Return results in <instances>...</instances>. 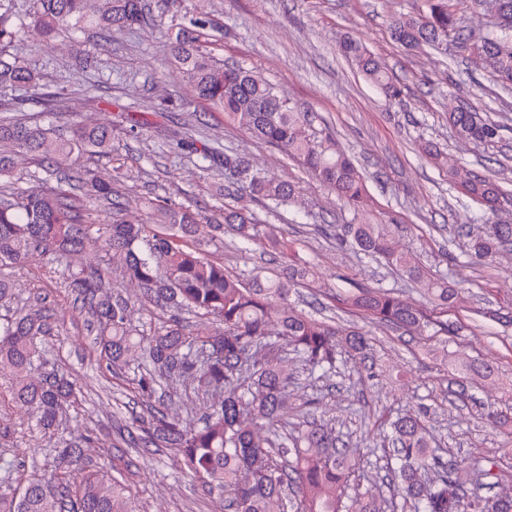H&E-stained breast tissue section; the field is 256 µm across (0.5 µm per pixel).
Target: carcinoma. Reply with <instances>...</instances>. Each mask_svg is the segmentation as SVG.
I'll return each instance as SVG.
<instances>
[{"mask_svg":"<svg viewBox=\"0 0 512 512\" xmlns=\"http://www.w3.org/2000/svg\"><path fill=\"white\" fill-rule=\"evenodd\" d=\"M12 0H0V89L35 87L39 76L10 48L24 44L32 53L54 42L72 43L88 26L108 31L157 26L147 0H33L24 18L14 19ZM415 15L393 16L392 37L408 48L453 43L467 60L512 88V0H469L488 19L489 30L472 40L465 18L451 0H424ZM341 52L387 99L403 87L364 43L341 42ZM172 61L198 98L224 112L227 123L258 142L278 149L334 193L353 213L336 226V239L422 285L431 307L417 305L383 288H358L345 294L326 286L296 243L272 236L258 214L224 204V223L213 224L188 206L168 198L148 202L133 215L115 201L117 182L80 165L86 153L112 150V125L72 122L64 129L0 118V266H21L37 253L64 264L66 286L75 295L86 324L100 346L106 368L133 373L134 391L152 397L160 386L167 395L134 417L142 435L130 447L173 448L189 473L224 493L225 512H383L377 482L356 476L361 458L335 426L317 415L320 397L304 401L302 420L290 390L336 374L346 357H368L370 336L347 330L298 309L290 299L298 287L332 296L344 312L411 336L448 335L440 320L456 307L465 283L435 276L397 248L394 225L374 221L364 209L365 177L334 142L306 132L307 115L256 72L214 62L193 32L182 29L172 46ZM448 123L465 139L494 141L499 126L470 106L448 113ZM30 154L45 163L55 180L37 184L15 178V157ZM231 178L224 198L250 197L265 207L295 200L292 183L273 179L249 158L224 154ZM463 193L496 210L502 186L474 174L460 181ZM102 201L111 216L93 219ZM228 236L256 245L280 264L267 274H239L207 257L205 244ZM512 247V224H486L466 232L470 254L486 258ZM134 285L140 301L167 315L146 329L133 323L132 305L121 288ZM212 318L189 325L185 313ZM50 308L38 300L20 305L13 284L0 278V372L12 376L11 395L36 426L50 431L76 400L77 382L47 368ZM190 385L201 422L173 417L183 408L178 390ZM486 420L512 434V415L489 410ZM381 447L388 449L387 473L409 512H512V493H483L502 485L506 475L496 461L472 455L443 458L436 438L417 413L380 417ZM82 435L65 441L52 476L22 486L11 477L14 464L0 458V512H137L121 479L83 471Z\"/></svg>","mask_w":512,"mask_h":512,"instance_id":"cac0c4a2","label":"carcinoma"}]
</instances>
